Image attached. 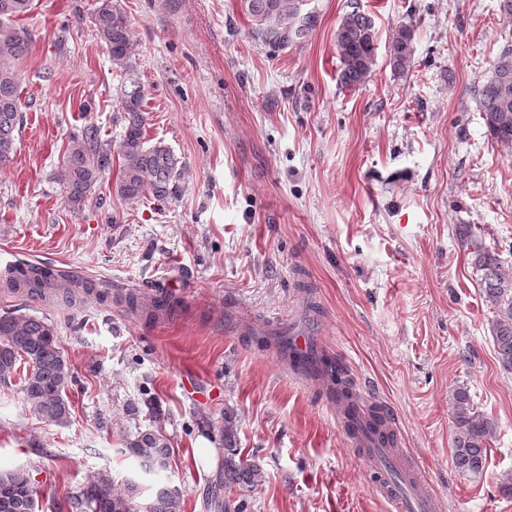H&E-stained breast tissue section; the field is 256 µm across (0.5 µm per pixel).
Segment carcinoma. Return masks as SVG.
<instances>
[{
	"label": "carcinoma",
	"instance_id": "cac0c4a2",
	"mask_svg": "<svg viewBox=\"0 0 512 512\" xmlns=\"http://www.w3.org/2000/svg\"><path fill=\"white\" fill-rule=\"evenodd\" d=\"M249 21L253 39L272 49H284L306 40L310 20L300 16L302 0H240ZM33 10V0H0V167L10 163L17 150L22 124V102L18 65L31 53L32 38L18 20ZM97 37L106 46L112 65L123 75L121 115L123 133L117 151L112 140L101 136L100 129L85 125L75 134L62 159L63 182L68 204L86 203L103 176L112 170V158L118 157L119 174L115 194L125 200L146 193L166 198L176 193L183 165L169 147L146 140L147 112L145 92L136 63L132 60L128 17L119 0H98L94 17ZM414 30L401 25L390 36L393 68L403 70L411 62ZM375 29L370 16L356 9L347 13L336 30V51L340 60V83L353 88L363 84L376 65ZM474 92L491 136L512 143V48L503 50L491 75ZM474 265L482 272L483 294L494 309L491 322L497 359L512 373V271L504 269L493 256L479 253ZM5 285L12 291L27 289L38 294L60 284L42 268L14 265L7 271ZM308 363L318 366L336 384L339 400L348 401L351 383L341 370L324 356L311 355ZM24 367L22 392L30 411L38 419L63 426L71 417L66 389L73 373L60 345L54 325L28 315L0 316V383L8 384L19 367ZM455 420V466L475 478L482 476L487 464V444L496 427L495 420L479 411L468 392H452ZM349 433L358 430L375 433L384 415L372 407L362 414L351 403L347 408ZM235 426L224 418V481L208 492L214 509H224L221 488L255 487L262 481L261 469L237 457L234 449ZM128 452L144 470L164 469L170 458L166 438L146 430L128 442ZM72 512H182L178 494L160 488L153 498H142L140 484L128 481L116 490L112 481L101 476L82 491L68 496ZM36 489L26 469L0 470V512H35Z\"/></svg>",
	"mask_w": 512,
	"mask_h": 512
}]
</instances>
